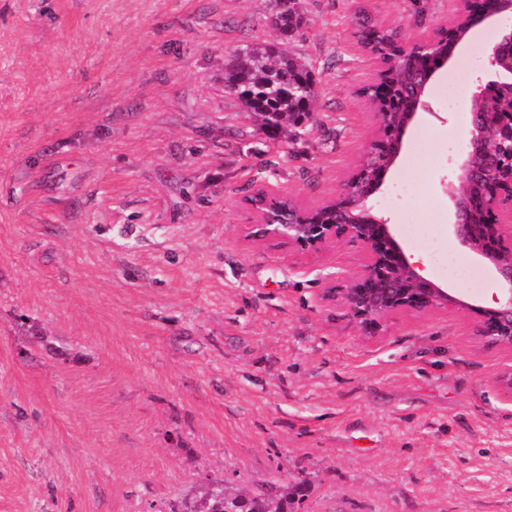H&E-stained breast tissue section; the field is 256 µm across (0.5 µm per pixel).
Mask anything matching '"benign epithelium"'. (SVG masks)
Masks as SVG:
<instances>
[{
  "instance_id": "benign-epithelium-1",
  "label": "benign epithelium",
  "mask_w": 512,
  "mask_h": 512,
  "mask_svg": "<svg viewBox=\"0 0 512 512\" xmlns=\"http://www.w3.org/2000/svg\"><path fill=\"white\" fill-rule=\"evenodd\" d=\"M485 0H459L457 15L472 31L488 19L512 13V0H494L495 7L483 8ZM448 40L444 55L427 52L431 42ZM431 42L399 44L413 56L417 68L409 75L401 95V111L380 125L372 141L384 155L382 167L371 172L363 167L344 181L334 199L336 207L309 208L300 214L279 205L282 196L264 190L265 211L256 212L250 236L279 238L298 250L318 251L339 240L360 244L362 267L344 280L340 288H329L327 300L340 299L355 328L364 336H377L388 319L402 313H421L436 307L468 309L479 316L476 335L493 344L512 348V225L491 218L494 207L512 206V107H504L501 91L512 88V30L501 34L491 48L484 72L477 77L473 92L472 128L468 151L448 180L451 204L448 228L458 243L480 263L488 266L498 283L499 296L490 308L469 304L450 294L442 285L424 277L411 263L402 243L385 221L375 217L368 200L384 185L402 148L408 127L418 112L426 109V90L438 71L429 62L446 65L460 44L450 26Z\"/></svg>"
}]
</instances>
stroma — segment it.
Segmentation results:
<instances>
[{
	"mask_svg": "<svg viewBox=\"0 0 512 512\" xmlns=\"http://www.w3.org/2000/svg\"><path fill=\"white\" fill-rule=\"evenodd\" d=\"M0 0V512H182L206 481L298 512H512V350L475 313L434 308L360 335L327 288L360 269L339 241L248 237L261 185L315 207L378 124L362 14L430 40L458 0ZM431 82L375 212L448 231L471 113ZM286 42L316 109L277 136L224 89V62Z\"/></svg>",
	"mask_w": 512,
	"mask_h": 512,
	"instance_id": "1",
	"label": "stroma"
}]
</instances>
